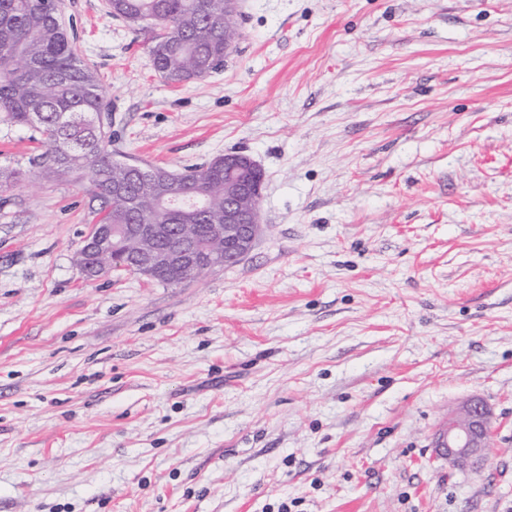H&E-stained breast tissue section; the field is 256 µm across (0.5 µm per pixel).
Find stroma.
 Segmentation results:
<instances>
[{"label": "stroma", "mask_w": 512, "mask_h": 512, "mask_svg": "<svg viewBox=\"0 0 512 512\" xmlns=\"http://www.w3.org/2000/svg\"><path fill=\"white\" fill-rule=\"evenodd\" d=\"M112 151L264 172L238 264L86 280L88 179L0 124V512H512V0H241L181 86L107 0H58ZM476 396L480 473L432 443Z\"/></svg>", "instance_id": "1"}]
</instances>
